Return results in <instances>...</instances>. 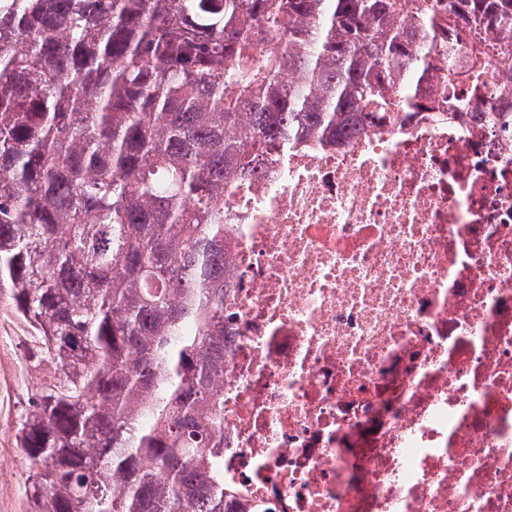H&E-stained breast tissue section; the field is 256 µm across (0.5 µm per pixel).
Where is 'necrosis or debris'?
Returning a JSON list of instances; mask_svg holds the SVG:
<instances>
[{
  "label": "necrosis or debris",
  "mask_w": 512,
  "mask_h": 512,
  "mask_svg": "<svg viewBox=\"0 0 512 512\" xmlns=\"http://www.w3.org/2000/svg\"><path fill=\"white\" fill-rule=\"evenodd\" d=\"M224 238L226 512H512V124L279 153Z\"/></svg>",
  "instance_id": "obj_1"
}]
</instances>
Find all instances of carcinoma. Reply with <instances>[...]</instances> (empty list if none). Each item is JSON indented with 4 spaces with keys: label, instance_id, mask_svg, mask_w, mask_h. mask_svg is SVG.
Here are the masks:
<instances>
[{
    "label": "carcinoma",
    "instance_id": "carcinoma-1",
    "mask_svg": "<svg viewBox=\"0 0 512 512\" xmlns=\"http://www.w3.org/2000/svg\"><path fill=\"white\" fill-rule=\"evenodd\" d=\"M487 31L512 36V0H0L27 512H224L226 185L281 147L484 111L509 55Z\"/></svg>",
    "mask_w": 512,
    "mask_h": 512
}]
</instances>
